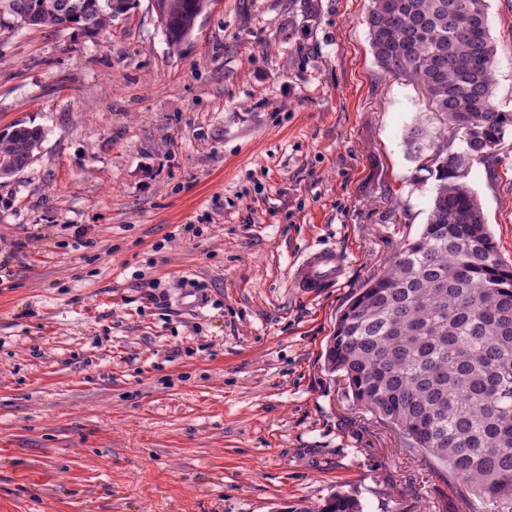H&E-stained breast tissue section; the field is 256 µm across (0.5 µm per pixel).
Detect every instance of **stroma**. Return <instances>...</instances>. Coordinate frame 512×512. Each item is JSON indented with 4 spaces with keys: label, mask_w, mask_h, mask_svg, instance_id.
Returning <instances> with one entry per match:
<instances>
[{
    "label": "stroma",
    "mask_w": 512,
    "mask_h": 512,
    "mask_svg": "<svg viewBox=\"0 0 512 512\" xmlns=\"http://www.w3.org/2000/svg\"><path fill=\"white\" fill-rule=\"evenodd\" d=\"M369 0H208L172 49L152 0L87 38L0 27V512H481L354 406L322 353L343 305L427 222ZM512 110V0H488ZM475 191L512 264V129ZM333 247L348 280L289 270ZM44 131L23 122L14 123L0 134V177H10L26 168L44 141ZM347 262L336 249L324 247L306 252L300 257L295 268V288L315 297L336 288L345 276Z\"/></svg>",
    "instance_id": "stroma-1"
}]
</instances>
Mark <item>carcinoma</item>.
I'll return each instance as SVG.
<instances>
[{"instance_id": "cac0c4a2", "label": "carcinoma", "mask_w": 512, "mask_h": 512, "mask_svg": "<svg viewBox=\"0 0 512 512\" xmlns=\"http://www.w3.org/2000/svg\"><path fill=\"white\" fill-rule=\"evenodd\" d=\"M133 0H0V23L93 38ZM169 44L192 34L207 0H158ZM487 0H370L373 56L417 84L444 126L418 124L408 154L428 159L436 185L427 223L390 267L336 318L324 369L353 403L377 414L478 496L483 512H512V266L504 263L467 178L488 166L512 128L495 102L497 49ZM44 131L18 122L0 134V177L26 168ZM320 512H362L349 496Z\"/></svg>"}]
</instances>
